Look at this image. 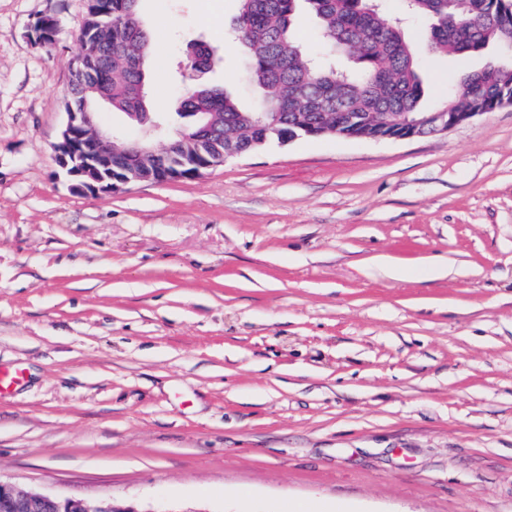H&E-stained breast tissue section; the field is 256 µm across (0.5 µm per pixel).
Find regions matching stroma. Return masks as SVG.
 Returning a JSON list of instances; mask_svg holds the SVG:
<instances>
[{
    "label": "stroma",
    "instance_id": "35a3bbf8",
    "mask_svg": "<svg viewBox=\"0 0 512 512\" xmlns=\"http://www.w3.org/2000/svg\"><path fill=\"white\" fill-rule=\"evenodd\" d=\"M237 9L140 0L151 112L214 83L258 107ZM84 12L0 0V364L25 372L0 479L173 512H512V107L75 191L53 146ZM481 62L423 55L425 105Z\"/></svg>",
    "mask_w": 512,
    "mask_h": 512
}]
</instances>
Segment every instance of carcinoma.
Listing matches in <instances>:
<instances>
[{
  "label": "carcinoma",
  "instance_id": "obj_1",
  "mask_svg": "<svg viewBox=\"0 0 512 512\" xmlns=\"http://www.w3.org/2000/svg\"><path fill=\"white\" fill-rule=\"evenodd\" d=\"M319 19L322 54L313 57L295 38L292 17L299 2ZM412 14L433 20L425 50L443 55L498 53L448 86L438 112L493 109L512 92V19L491 9L490 0H461L457 21L438 22L448 0H412ZM139 12L131 0H95L86 11L85 35L105 47L85 74L96 96L140 125L149 120L147 31L127 20ZM234 42L250 58V75L263 95L262 112L246 110L220 86H202L177 101L180 117L200 116L210 125L204 148L214 155L244 154L288 141L302 129L324 135L349 133L365 139L394 135L424 111L417 70L418 50L397 21L369 0H239Z\"/></svg>",
  "mask_w": 512,
  "mask_h": 512
}]
</instances>
